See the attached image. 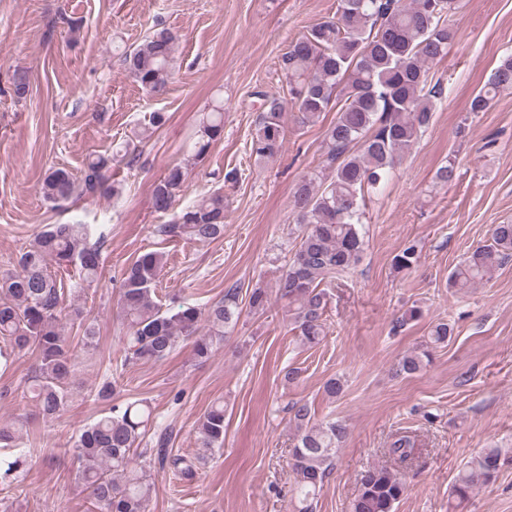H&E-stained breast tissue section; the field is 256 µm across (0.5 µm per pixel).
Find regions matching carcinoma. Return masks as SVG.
Returning a JSON list of instances; mask_svg holds the SVG:
<instances>
[{
  "label": "carcinoma",
  "mask_w": 512,
  "mask_h": 512,
  "mask_svg": "<svg viewBox=\"0 0 512 512\" xmlns=\"http://www.w3.org/2000/svg\"><path fill=\"white\" fill-rule=\"evenodd\" d=\"M459 0H336L333 17L315 24L288 44L280 56V70L288 96L274 97L256 91L262 100L249 142V156L273 159L286 139L284 114L298 113L309 123L337 108L336 120L325 132L327 165L304 176L293 192L292 209L298 224V242L277 283L282 315L291 330L313 347L325 338L327 305L322 284L357 266L364 254L363 215L370 195L384 189L403 156L411 150L431 120L435 100L444 86L433 81L431 66L448 49L455 31L450 18ZM177 37L157 29L125 55L132 77L150 95L163 94L173 79ZM512 87V55L504 57L485 86L472 97L469 111L483 112L501 88ZM224 136V102L218 100L199 121L197 139L185 161L168 167L154 184L152 205L166 213L173 208L188 174V166L202 160L211 145ZM109 159L89 160L77 179L65 169L45 174L43 198L54 205L75 196L120 194L119 184H107ZM224 193L198 198L173 224H162L163 236L184 235L198 243L224 237ZM104 234L92 224H47L19 250L18 270L0 274V361L9 365L12 355L31 352L36 363L27 391L42 416L54 417L67 407L69 384L76 354L63 336L64 323L83 329V348L97 349L95 326L78 303L85 290L99 280L104 259ZM512 258V224H496L491 238L473 248L448 274V287L466 292L492 280ZM420 259L417 242L409 241L394 255L398 270L412 269ZM71 267L77 279L65 287L54 268ZM163 253L145 252L119 271L116 303L124 345V364L167 359L180 343H192L196 359L208 360L238 325L247 298L252 313L271 305L268 290L230 288L224 299L198 307L179 301L164 308L154 299ZM454 328L447 322L429 326L424 342L402 356L401 374L414 375L428 364L433 349L448 343ZM117 380L112 368L90 389L95 401H112ZM297 434L292 449L294 487L292 512H313L333 459L348 435L339 420L312 422L311 407L300 401L290 408ZM153 410L144 401L110 407L109 414L84 429L76 440L84 486L94 512H145L155 489L151 470L134 462L135 453L150 432ZM22 427L0 424V449H17L0 456V477H19L26 461L20 450ZM202 453L188 460L169 458L185 480L211 456L223 451L224 404H213L201 417L197 436ZM416 436L396 434L388 454L403 467L418 453ZM512 461V448H484L461 470L452 486L456 505L466 502L477 482L491 480ZM402 472L372 466L360 473L350 512H394L406 493Z\"/></svg>",
  "instance_id": "1"
}]
</instances>
